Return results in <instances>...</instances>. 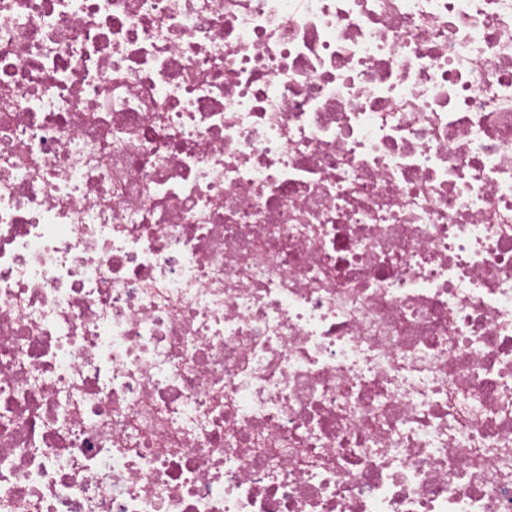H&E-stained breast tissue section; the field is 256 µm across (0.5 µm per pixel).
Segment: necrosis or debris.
<instances>
[{"label": "necrosis or debris", "instance_id": "necrosis-or-debris-1", "mask_svg": "<svg viewBox=\"0 0 512 512\" xmlns=\"http://www.w3.org/2000/svg\"><path fill=\"white\" fill-rule=\"evenodd\" d=\"M0 512H512V0H0Z\"/></svg>", "mask_w": 512, "mask_h": 512}]
</instances>
